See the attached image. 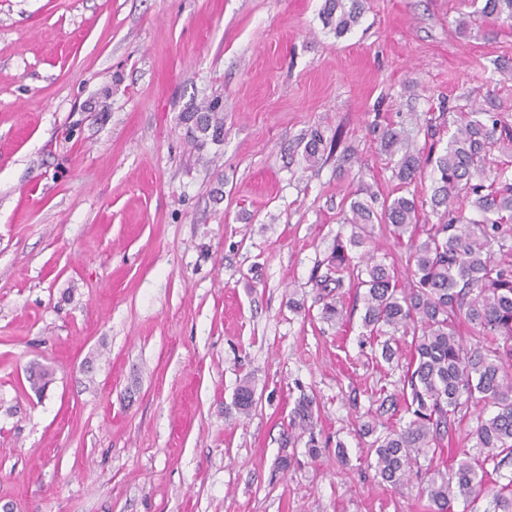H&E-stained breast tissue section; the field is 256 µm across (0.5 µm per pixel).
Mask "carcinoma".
<instances>
[{
  "label": "carcinoma",
  "instance_id": "carcinoma-1",
  "mask_svg": "<svg viewBox=\"0 0 512 512\" xmlns=\"http://www.w3.org/2000/svg\"><path fill=\"white\" fill-rule=\"evenodd\" d=\"M364 10V0H324L325 24L342 35L355 25ZM482 16L512 24V0H483ZM482 110L470 113L448 140L444 152L424 159L407 137L390 128L381 146L394 162L393 174L402 186L411 184L422 165L432 164L436 178L430 203L413 194L384 199L381 210L366 202L350 204L354 225L348 244L336 245V287L344 277L364 289L363 327L371 336L411 337L412 355L407 363L402 394L405 425L375 438L374 468L391 489L407 484L416 458L437 453L455 415L473 401L482 404L472 436L476 447L487 450L481 467L469 461L453 463L446 470L435 468L420 479V495L427 498L429 512H450L451 500H464L463 512H512V485L495 492L486 487L488 470L497 471L512 458V264L494 259L493 247L503 251L512 236V173L492 171L495 153L512 151V128L493 116L481 120ZM188 140L199 150L218 141L224 133V113L212 102L184 113ZM323 138L312 135L304 146L310 166L323 158ZM430 206L438 215L435 224L423 225L424 239L416 237L419 210ZM470 209L476 217L463 215ZM385 224L395 239H408L406 265L409 288L398 286L394 269L363 254L357 258L349 247L366 240L368 226ZM473 325L474 335H459L460 320ZM26 380L44 392L52 372L32 364ZM254 404L249 379L239 385L235 409L246 414ZM313 424V400H298L292 411V426L306 431ZM492 500L484 510L478 503Z\"/></svg>",
  "mask_w": 512,
  "mask_h": 512
}]
</instances>
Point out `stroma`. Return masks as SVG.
Returning a JSON list of instances; mask_svg holds the SVG:
<instances>
[{
	"mask_svg": "<svg viewBox=\"0 0 512 512\" xmlns=\"http://www.w3.org/2000/svg\"><path fill=\"white\" fill-rule=\"evenodd\" d=\"M323 5L0 0V512H429L372 466L411 349L382 360L353 281L324 320L319 280L351 201L398 194L386 129L437 156L471 106L512 122V25L367 0L339 36ZM215 98L199 151L180 116ZM316 130L338 146L311 167ZM477 415L440 466L477 456Z\"/></svg>",
	"mask_w": 512,
	"mask_h": 512,
	"instance_id": "stroma-1",
	"label": "stroma"
}]
</instances>
